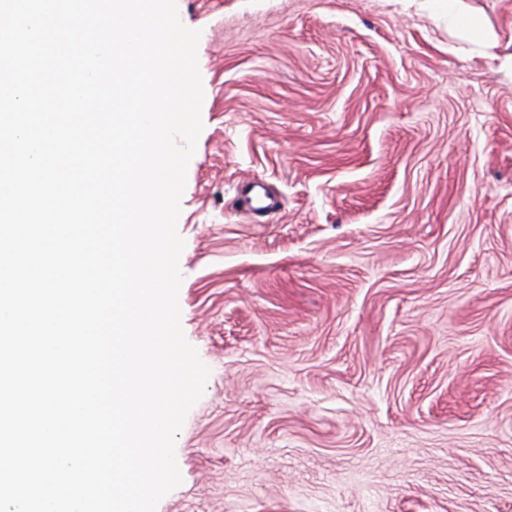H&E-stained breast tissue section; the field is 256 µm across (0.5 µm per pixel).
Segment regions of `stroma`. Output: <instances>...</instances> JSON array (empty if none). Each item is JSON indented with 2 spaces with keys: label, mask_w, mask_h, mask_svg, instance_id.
Segmentation results:
<instances>
[{
  "label": "stroma",
  "mask_w": 512,
  "mask_h": 512,
  "mask_svg": "<svg viewBox=\"0 0 512 512\" xmlns=\"http://www.w3.org/2000/svg\"><path fill=\"white\" fill-rule=\"evenodd\" d=\"M464 2L493 57L437 0H177L209 376L156 512H512V0Z\"/></svg>",
  "instance_id": "stroma-1"
}]
</instances>
